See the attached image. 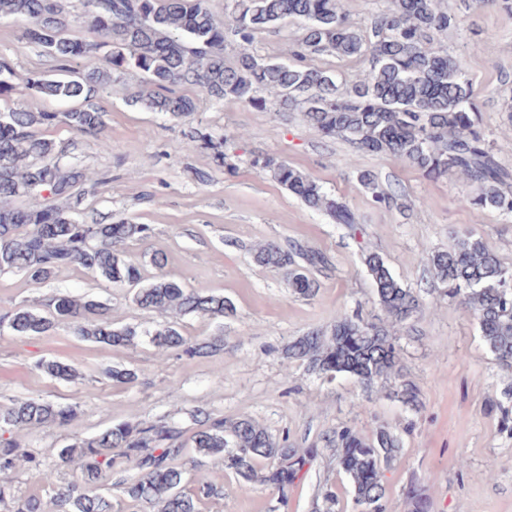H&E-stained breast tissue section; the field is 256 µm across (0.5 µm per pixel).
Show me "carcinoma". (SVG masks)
<instances>
[{
    "mask_svg": "<svg viewBox=\"0 0 512 512\" xmlns=\"http://www.w3.org/2000/svg\"><path fill=\"white\" fill-rule=\"evenodd\" d=\"M87 28L94 39L73 33L68 0H0V20H24L23 37L60 63L58 73L32 79L46 99L79 102L66 112L18 109L9 105L14 68L0 56V273L21 274L45 283L64 267L79 266L106 283L136 287L133 302L140 308L174 317L199 314L222 317L233 310L219 294H202L172 279L141 284L139 268L123 246L149 237L150 227L107 213L86 223L74 217L85 195V169L68 159V151L45 137L42 130L64 127L89 136L105 130V112L92 98L113 74L138 71L148 90L129 97L134 106L181 119L198 111L195 97L181 93L184 83L201 89L215 103L236 100L255 108L276 106L303 112L305 121L323 137L341 138L376 155H393L418 169L428 180L456 174L474 186L464 202L492 208L512 218V171L501 165L483 135L464 64L434 46L428 34L460 25L444 0H391L388 13L374 20L371 33L349 22L341 0H228V25L216 22L207 0H85ZM288 19L300 22V34L288 60L272 61L246 48L234 62L224 55V29L229 26L244 44L254 32ZM340 58L364 57L367 77L351 85L328 71L303 64L310 54ZM90 54L102 66L72 70L67 65ZM272 95L268 100L260 93ZM185 149L207 151L214 164L227 166L224 136L200 130L187 136ZM253 165L269 171L312 211L337 224H355L350 210L313 177L275 156ZM363 187L380 204L397 196L379 189L369 171L359 174ZM47 191L59 206L41 201ZM255 263L282 268L294 293L309 297L317 288L310 272L331 268L329 257L298 241L250 248ZM380 310L385 318L369 321L358 314L342 315L326 329H316L290 342L284 355L307 371L333 379L339 373L373 388L390 376L399 378L389 395L412 410L422 405L418 387L402 379L394 326H406L420 309L418 295L404 287L374 249L362 252ZM434 279L450 298H458L479 320L481 336L496 359L512 367V291L502 283L512 270L486 243L472 234L458 238L454 250L429 258ZM72 323L82 339L106 346H134L140 337L160 353L174 351L189 359L224 349V337L190 340L171 321L154 331L112 322L110 308L91 296L61 294L47 315L21 304L0 313V331L17 336H43L59 322ZM37 368L69 383L81 379L70 364L43 360ZM77 406L41 399L17 398L0 405V503L12 512H45L38 494L18 496L9 473L19 459L38 471L55 512H122L125 502L145 504L153 512H201L205 500L220 493L204 476L186 481L181 460L187 448L203 456H218L224 468L248 491L265 485L282 500L304 477L319 455L313 444L288 446L246 417L227 419L205 409L192 411L197 428L191 437L175 422H121L55 449L58 463L80 461L81 477L66 486L55 483V469L27 449L20 431L46 424L68 425ZM325 447L345 475L354 505L386 512L383 470L402 451L401 440L384 427L366 439L350 428L325 434ZM267 466L258 467V461ZM136 471L131 480L112 482L115 471ZM410 512H429L423 487L407 491ZM338 495L323 488L314 512H336Z\"/></svg>",
    "mask_w": 512,
    "mask_h": 512,
    "instance_id": "cac0c4a2",
    "label": "carcinoma"
}]
</instances>
